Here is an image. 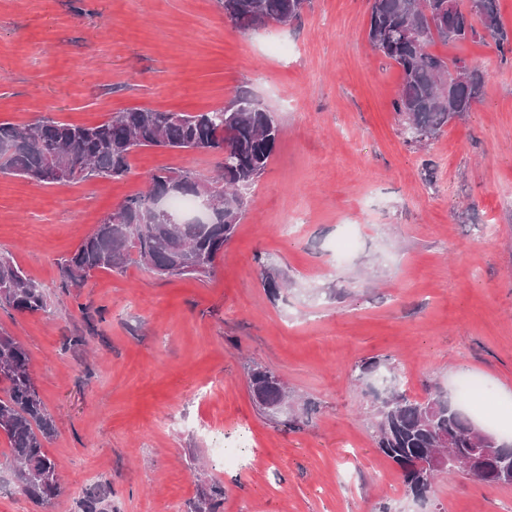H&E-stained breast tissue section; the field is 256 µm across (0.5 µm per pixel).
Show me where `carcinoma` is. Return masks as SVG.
<instances>
[{
  "label": "carcinoma",
  "mask_w": 512,
  "mask_h": 512,
  "mask_svg": "<svg viewBox=\"0 0 512 512\" xmlns=\"http://www.w3.org/2000/svg\"><path fill=\"white\" fill-rule=\"evenodd\" d=\"M224 17L241 31L269 22L285 23L302 13L300 0H218ZM491 37L500 55H512V32L501 21L499 0H374L368 39L372 48L401 72L393 111L402 116L405 142L422 148L417 133L437 138L443 127L463 118L484 88L476 67L463 82L446 80L461 59L444 60L429 52L436 42L458 43ZM281 128L271 113L243 89L222 108L208 112H171L130 108L96 125H75L50 118L15 125L0 123V174L37 184L75 183L90 178L121 179L138 148L229 153L215 185L209 218L202 224L169 223L156 204L171 196H193L200 179L190 170L148 174V190L119 204L60 266L64 293L82 287L97 269L121 270L136 260L170 277L208 276L234 235L251 202V191L265 173ZM19 312L47 307L43 289L0 254V306ZM392 358H372L360 377L385 374L390 400L376 407L377 450L397 465L407 494L426 496L434 473L419 465L441 438L468 456L476 447L469 415L440 394L430 400L408 397L396 388ZM251 395L263 412L288 396L280 375L259 366L248 372ZM56 433L55 420L42 401L23 344L0 332V435H4L18 491L41 505L61 492L55 464L45 442ZM224 491L218 485L200 496L191 512H218ZM112 487L97 485L79 500V512H109Z\"/></svg>",
  "instance_id": "carcinoma-1"
}]
</instances>
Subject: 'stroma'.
I'll list each match as a JSON object with an SVG mask.
<instances>
[{"label":"stroma","instance_id":"1","mask_svg":"<svg viewBox=\"0 0 512 512\" xmlns=\"http://www.w3.org/2000/svg\"><path fill=\"white\" fill-rule=\"evenodd\" d=\"M370 8L308 0L299 21L243 32L217 0H0V122L208 112L242 86L282 130L207 277L132 263L59 288L61 262L149 173L207 181L220 155L144 147L112 181L0 175V252L48 303L0 308V331L29 353L62 477L53 506L0 497V512H77L96 483L111 485L112 512H190L215 482L220 512H512V485L464 472L408 496L375 447L381 384L358 378L364 360L392 357L422 400L467 373L512 428V61L489 39L431 46L481 68L485 86L465 119L408 147L392 109L401 73L368 41ZM347 224L358 243L340 259ZM84 304L101 320L87 325ZM78 335L86 348L68 345ZM255 364L287 382L301 429L258 410ZM219 439L240 445L239 465H218Z\"/></svg>","mask_w":512,"mask_h":512}]
</instances>
